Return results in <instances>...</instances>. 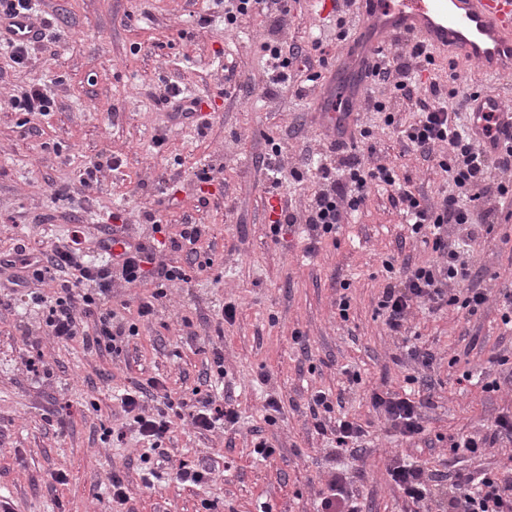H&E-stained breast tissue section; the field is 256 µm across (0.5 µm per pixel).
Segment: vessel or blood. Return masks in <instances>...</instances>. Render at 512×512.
Masks as SVG:
<instances>
[{
  "instance_id": "vessel-or-blood-1",
  "label": "vessel or blood",
  "mask_w": 512,
  "mask_h": 512,
  "mask_svg": "<svg viewBox=\"0 0 512 512\" xmlns=\"http://www.w3.org/2000/svg\"><path fill=\"white\" fill-rule=\"evenodd\" d=\"M361 17L346 46L350 55L372 60L389 50L394 41L412 35L449 55L465 54L475 58L486 71L512 72V0H362ZM344 65H337L323 87L330 103L322 114L328 130L353 117L367 82L365 68H358L355 81L340 85ZM474 118L472 130L480 146L512 142V108L495 98L477 96L470 100ZM497 116L498 132L486 136L481 122L483 113Z\"/></svg>"
}]
</instances>
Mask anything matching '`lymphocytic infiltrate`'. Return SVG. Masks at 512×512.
Wrapping results in <instances>:
<instances>
[{"mask_svg": "<svg viewBox=\"0 0 512 512\" xmlns=\"http://www.w3.org/2000/svg\"><path fill=\"white\" fill-rule=\"evenodd\" d=\"M271 84L288 80L291 69L300 62L310 63L312 54H325L320 40H312L310 48L284 45L275 39L264 44ZM431 52L415 38L406 39L402 50L381 57L371 68L374 84L393 87L407 101L412 118L400 122L386 102L373 103L382 114L383 123L398 128L408 151L435 163L448 173L454 189L441 194L434 203L403 186L394 168L385 164L371 165L352 152L343 151L341 143H332V157L316 161V176L321 184L308 204L305 224L309 232L308 251H315L322 238L335 234L345 220L363 209L372 190L392 191V199L412 235L431 244L440 256L433 264L403 263L395 266L384 261L386 284L378 307L385 314L388 329L401 333L414 305L427 304L437 313L460 307L477 313L489 296L480 288L461 289L470 280L472 270L463 252L448 241L449 225L465 228L467 240L479 239L490 232L497 220L495 209L479 208L478 203L490 198L512 195V147L487 153L473 142L468 127L459 123V112L465 100L449 105L448 95L435 75H423L422 64H433ZM500 178H493V171ZM82 226H73L66 239L49 253L34 255L17 253L9 260L16 273L9 279L12 288H22L29 304L38 306L47 335L59 340L82 337L90 346L112 355L123 351L124 337L135 335L137 326L119 319L109 304L113 278L135 286L153 278L155 290L149 301L138 308L139 316L151 315L156 302L167 296L169 283L188 281L185 268L159 261L156 248L133 242L124 234L112 231L98 245L109 256L107 264L85 262ZM55 286L47 297L39 286L45 282ZM374 408L400 435H421V404L415 398L376 391L371 395ZM164 409L145 413L138 392L121 398L124 413L133 417L139 435L151 448H160L174 419H189L192 426L203 430L234 427L238 413L230 404L217 403L210 393L194 390L188 399H165ZM456 496L450 500L451 512H512V482L499 473L486 471L479 475L459 472L455 475Z\"/></svg>", "mask_w": 512, "mask_h": 512, "instance_id": "obj_1", "label": "lymphocytic infiltrate"}]
</instances>
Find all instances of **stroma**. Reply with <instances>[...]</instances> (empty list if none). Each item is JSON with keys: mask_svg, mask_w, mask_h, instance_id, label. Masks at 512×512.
<instances>
[{"mask_svg": "<svg viewBox=\"0 0 512 512\" xmlns=\"http://www.w3.org/2000/svg\"><path fill=\"white\" fill-rule=\"evenodd\" d=\"M33 2V23L45 38L26 65L11 61L0 30V258L21 246L48 251L76 224L91 255L101 231L115 224L144 243L156 222L170 237L185 224L204 225L205 233L196 254L162 248L161 260L189 267L190 279L172 284L152 315L137 314L152 280L114 283L113 309L138 328L120 356L46 336L40 310H0V496L13 512H316L335 474L366 512H437L457 493L456 471L512 475V442L497 441L476 457L449 453L451 438L488 435L495 419L512 416V331L496 299L512 281V201L495 200L499 223L467 254L477 272L469 285L487 291L486 306L473 316L416 306L400 335L378 310L383 262L436 255L411 237L390 192H373L313 255L305 253L304 226L277 238L270 232L277 208L304 214L315 173L297 180L291 171L331 139L319 116L320 82L302 72L270 85L261 44L320 37L329 55L319 70L329 75L343 49L334 17L319 18L316 0H294L282 23L258 8L228 30L217 0ZM433 55L448 87L464 93L480 85L512 105V77L451 67L438 48ZM37 79L51 90L53 112L16 111L13 98ZM171 85L201 99L205 130L170 119L157 97ZM381 98L394 100L393 89L369 85L356 120L374 136L367 144L354 137L357 152L395 165L401 184L437 200L449 188L446 173L383 125L372 110ZM111 158L117 168L107 167ZM95 161L103 164L99 183L84 188L80 175ZM204 169L212 182H198ZM55 186L63 194L53 195ZM149 213L154 221H146ZM343 294L351 303L345 321L336 309ZM227 303L236 306L230 323L221 319ZM298 333L306 348L296 344ZM414 346L433 354L431 367L412 359ZM411 375L431 400L422 411L425 434L414 439L394 432L370 400L375 389L403 393ZM151 378L175 399L215 389L237 410V424L203 431L176 423L163 444L165 462L149 468L141 460L149 449L117 396ZM493 380L500 390L484 391ZM317 391L335 399L326 425L345 416L366 430L357 454L335 450L315 429ZM271 397L281 406L272 425L265 420ZM118 427L126 432L120 442L112 438ZM259 437L271 456L254 453ZM183 463L203 467L206 480H178ZM408 463L441 475L435 498L416 505L393 484L390 468ZM58 472L66 483L54 482ZM116 474L127 487L122 505L112 500Z\"/></svg>", "mask_w": 512, "mask_h": 512, "instance_id": "35a3bbf8", "label": "stroma"}]
</instances>
